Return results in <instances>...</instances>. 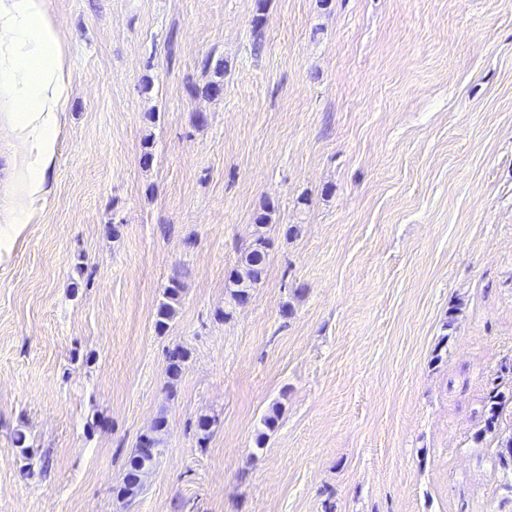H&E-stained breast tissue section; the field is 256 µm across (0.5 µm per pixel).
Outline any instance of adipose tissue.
<instances>
[{
    "label": "adipose tissue",
    "mask_w": 512,
    "mask_h": 512,
    "mask_svg": "<svg viewBox=\"0 0 512 512\" xmlns=\"http://www.w3.org/2000/svg\"><path fill=\"white\" fill-rule=\"evenodd\" d=\"M69 45L51 13V0H0V100L20 147L14 200L0 220V264L29 225L40 223L51 191L57 134L67 110Z\"/></svg>",
    "instance_id": "1"
}]
</instances>
